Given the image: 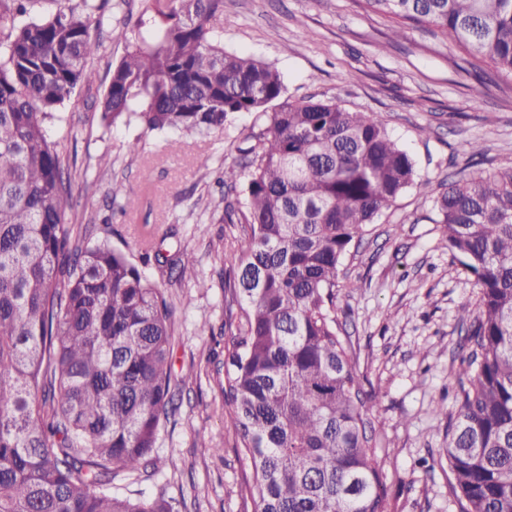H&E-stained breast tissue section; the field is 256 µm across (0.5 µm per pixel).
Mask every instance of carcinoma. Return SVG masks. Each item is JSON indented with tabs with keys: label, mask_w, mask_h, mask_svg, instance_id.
Segmentation results:
<instances>
[{
	"label": "carcinoma",
	"mask_w": 512,
	"mask_h": 512,
	"mask_svg": "<svg viewBox=\"0 0 512 512\" xmlns=\"http://www.w3.org/2000/svg\"><path fill=\"white\" fill-rule=\"evenodd\" d=\"M433 30L512 77V0H356ZM224 0H142L134 41L99 103L171 136L207 135L274 103L239 149L247 188L224 398L254 512H388L387 450L332 316L352 241L417 185L376 112L284 97L281 73L224 50ZM109 18L97 0H0V512H178L114 485L153 474L172 402L173 308L120 249L70 247L72 198L45 121L95 81ZM441 242L478 288L448 419L460 512H512V165L448 183ZM198 288L193 257L175 261Z\"/></svg>",
	"instance_id": "carcinoma-1"
}]
</instances>
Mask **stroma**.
<instances>
[{"instance_id": "stroma-1", "label": "stroma", "mask_w": 512, "mask_h": 512, "mask_svg": "<svg viewBox=\"0 0 512 512\" xmlns=\"http://www.w3.org/2000/svg\"><path fill=\"white\" fill-rule=\"evenodd\" d=\"M140 0H109L106 12L125 36L106 41L91 65L94 84L78 88L49 125L69 166L73 235L105 242L143 262L151 238L168 254L191 253L195 280L144 264L174 308L171 340L177 410L155 450L157 475L138 483L144 497L175 500L180 512H253L241 492L246 462L224 402V293L241 227L222 223L225 199L242 198L221 182L224 165L266 126L261 113L237 117L206 137L168 136L138 124L106 126L98 112L111 63L125 54ZM224 48L272 64L292 100L317 96L350 111L376 112L415 161L409 188L352 244L341 270L355 290L336 291L335 316L349 337L366 391L377 396L374 426L388 449L384 487L389 512H459L449 485L448 420L461 349L459 317L477 290L440 242L434 199L448 177L512 164V79L478 86L458 49L413 26L387 42L389 22L355 0H224ZM140 140L131 154L128 143ZM480 143L483 157L468 153ZM152 180L142 183L140 173ZM128 192L113 198V181Z\"/></svg>"}]
</instances>
